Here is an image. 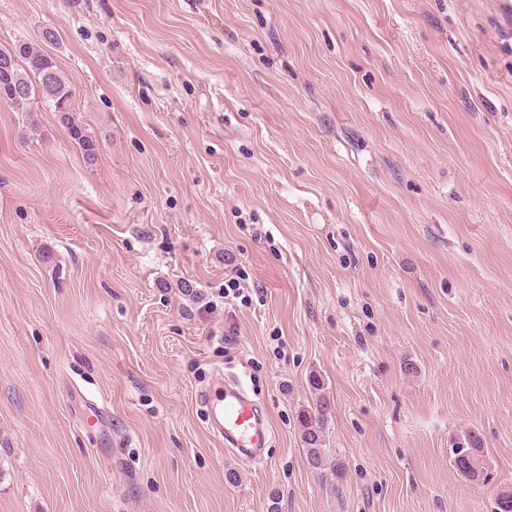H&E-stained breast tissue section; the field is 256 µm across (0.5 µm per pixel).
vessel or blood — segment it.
I'll return each mask as SVG.
<instances>
[{
  "label": "vessel or blood",
  "instance_id": "1",
  "mask_svg": "<svg viewBox=\"0 0 512 512\" xmlns=\"http://www.w3.org/2000/svg\"><path fill=\"white\" fill-rule=\"evenodd\" d=\"M196 401L206 410L208 427L227 452L244 462L262 460L274 433L260 404L239 382L216 374L197 392Z\"/></svg>",
  "mask_w": 512,
  "mask_h": 512
}]
</instances>
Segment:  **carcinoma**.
<instances>
[{"mask_svg":"<svg viewBox=\"0 0 512 512\" xmlns=\"http://www.w3.org/2000/svg\"><path fill=\"white\" fill-rule=\"evenodd\" d=\"M58 40L51 28L42 30L40 44ZM40 44L22 43L12 50H0V55L13 57L6 70L0 69V100L14 105L23 112L31 111L30 103L38 98L58 113L59 121L70 138L78 145L84 163L89 168L98 164L100 145L87 132L72 113L71 87ZM329 415V401L321 395L313 406L303 411L300 418V439L306 449L309 467L322 472L327 469L329 458L324 448V432ZM453 467L469 481L487 478L488 471L483 459V448L474 435L463 438L452 449Z\"/></svg>","mask_w":512,"mask_h":512,"instance_id":"cac0c4a2","label":"carcinoma"}]
</instances>
